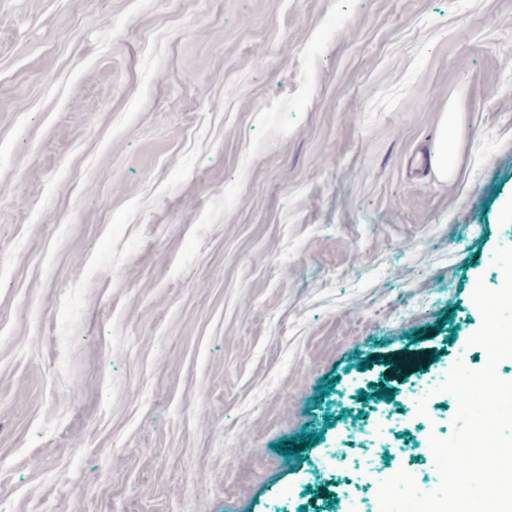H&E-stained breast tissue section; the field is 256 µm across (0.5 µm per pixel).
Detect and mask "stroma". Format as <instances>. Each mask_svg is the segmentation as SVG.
<instances>
[{
  "instance_id": "1",
  "label": "stroma",
  "mask_w": 512,
  "mask_h": 512,
  "mask_svg": "<svg viewBox=\"0 0 512 512\" xmlns=\"http://www.w3.org/2000/svg\"><path fill=\"white\" fill-rule=\"evenodd\" d=\"M1 142L0 512H380L336 498L372 459L439 486L512 247V0H0ZM432 339L427 415L368 404ZM458 112L460 111L456 104H448V109L445 110L441 128L434 143L431 164L435 173L441 178H447L453 169V149L451 145H448V126L456 125Z\"/></svg>"
}]
</instances>
